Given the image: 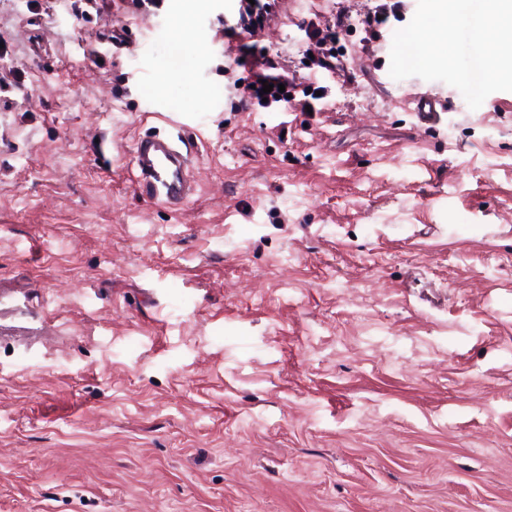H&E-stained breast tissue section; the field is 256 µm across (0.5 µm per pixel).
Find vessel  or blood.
Instances as JSON below:
<instances>
[{"mask_svg":"<svg viewBox=\"0 0 512 512\" xmlns=\"http://www.w3.org/2000/svg\"><path fill=\"white\" fill-rule=\"evenodd\" d=\"M189 140L152 134L141 138L135 148L136 184L150 199L177 205L190 193L186 161Z\"/></svg>","mask_w":512,"mask_h":512,"instance_id":"obj_1","label":"vessel or blood"}]
</instances>
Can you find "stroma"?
Returning <instances> with one entry per match:
<instances>
[{"mask_svg": "<svg viewBox=\"0 0 512 512\" xmlns=\"http://www.w3.org/2000/svg\"><path fill=\"white\" fill-rule=\"evenodd\" d=\"M159 2L0 0V512H512V92L392 79L418 0ZM339 13L315 113L235 108ZM275 5V0H254V5H251L248 0H240L238 8L239 18L244 23V26L241 28L247 30L250 33V30L256 28L257 26L263 25L265 17L271 14V10ZM192 143L159 134L141 138L135 148L137 187L150 199L178 205L190 193L186 161Z\"/></svg>", "mask_w": 512, "mask_h": 512, "instance_id": "stroma-1", "label": "stroma"}]
</instances>
